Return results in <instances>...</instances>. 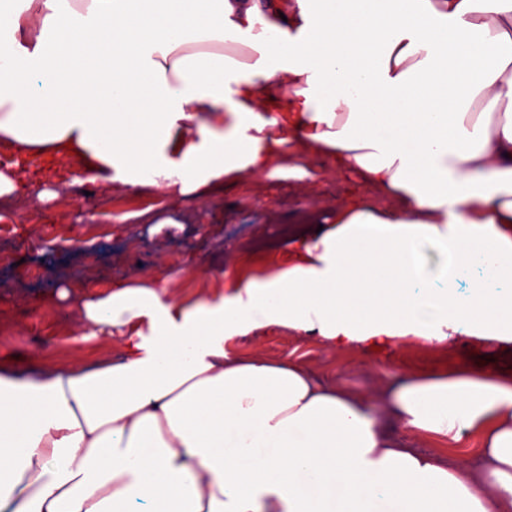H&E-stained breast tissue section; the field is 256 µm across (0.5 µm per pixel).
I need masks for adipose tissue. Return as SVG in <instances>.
Here are the masks:
<instances>
[{
  "mask_svg": "<svg viewBox=\"0 0 512 512\" xmlns=\"http://www.w3.org/2000/svg\"><path fill=\"white\" fill-rule=\"evenodd\" d=\"M32 49L0 50V142L63 153L75 181L173 200L335 160L396 200L355 198L287 266L177 304L164 282L88 292L121 358L0 374V497L18 512H512V374L410 373L403 430L477 436L482 465L407 447L361 397L294 362L230 354L260 328L390 351L512 342V0H25ZM42 19L29 32L27 16ZM93 43V63L74 38ZM28 102L20 111V102ZM436 245L439 285L418 254Z\"/></svg>",
  "mask_w": 512,
  "mask_h": 512,
  "instance_id": "adipose-tissue-1",
  "label": "adipose tissue"
}]
</instances>
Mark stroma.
I'll use <instances>...</instances> for the list:
<instances>
[{
    "instance_id": "35a3bbf8",
    "label": "stroma",
    "mask_w": 512,
    "mask_h": 512,
    "mask_svg": "<svg viewBox=\"0 0 512 512\" xmlns=\"http://www.w3.org/2000/svg\"><path fill=\"white\" fill-rule=\"evenodd\" d=\"M309 177L271 180L244 175L209 199L174 201L161 189L149 187L131 193L114 186V201L78 202L60 231L61 238L80 241L70 253L60 247L30 250L31 224L0 227V373L17 380H35L50 370L96 368L123 352L118 335L100 332L73 342L84 331L80 316L86 286L106 291L120 281L162 278L167 296L179 302L222 287V271L263 274L287 264V239L279 228L295 211L316 213L309 232L330 224L338 208L353 196L377 209L394 208L392 198L359 179L342 175L326 157H309ZM57 158L22 162L18 169L17 198L45 189L58 190L68 179ZM40 264L49 273L39 280L19 278V262ZM69 288L66 304L57 293ZM230 353L272 361H294L315 376L359 394L375 393L416 370L453 368L512 372V342L483 341L457 335L440 348L409 339L377 363L358 349L335 351L314 339L281 328L261 329L231 340Z\"/></svg>"
}]
</instances>
